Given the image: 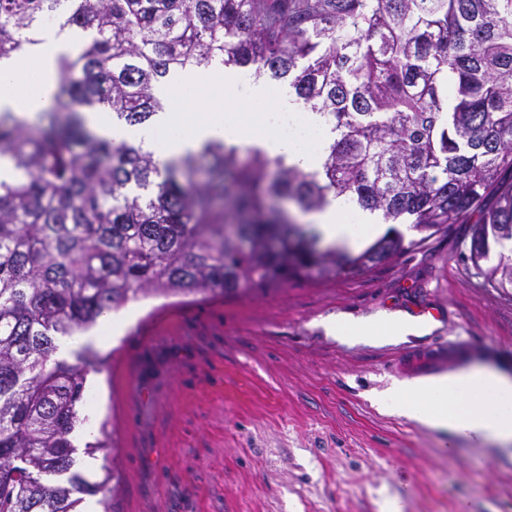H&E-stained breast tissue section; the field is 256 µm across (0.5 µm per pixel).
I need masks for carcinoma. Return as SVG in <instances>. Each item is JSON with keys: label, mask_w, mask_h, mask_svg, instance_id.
<instances>
[{"label": "carcinoma", "mask_w": 512, "mask_h": 512, "mask_svg": "<svg viewBox=\"0 0 512 512\" xmlns=\"http://www.w3.org/2000/svg\"><path fill=\"white\" fill-rule=\"evenodd\" d=\"M70 34L39 123L0 110V512H84L122 483L73 471L91 348L57 343L130 301L281 287L367 270L478 215L475 275L512 288V0H0V61ZM218 62L286 81L328 123L317 167L210 139L158 162L97 135L88 112L141 126L156 87ZM393 225L356 256L321 249L278 203L329 196ZM492 205H487L488 198ZM106 422L83 453L107 447Z\"/></svg>", "instance_id": "cac0c4a2"}]
</instances>
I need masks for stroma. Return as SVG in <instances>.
<instances>
[{
    "instance_id": "obj_1",
    "label": "stroma",
    "mask_w": 512,
    "mask_h": 512,
    "mask_svg": "<svg viewBox=\"0 0 512 512\" xmlns=\"http://www.w3.org/2000/svg\"><path fill=\"white\" fill-rule=\"evenodd\" d=\"M236 69L176 76L161 95L196 107ZM466 224L367 271L276 290L128 304L88 384L113 449L80 454L89 480L118 463V512H512V450L398 416L382 397L483 362L512 375V293L472 275ZM426 331L345 341L339 321L405 317Z\"/></svg>"
}]
</instances>
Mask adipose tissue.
Listing matches in <instances>:
<instances>
[{"instance_id": "ef3b65f1", "label": "adipose tissue", "mask_w": 512, "mask_h": 512, "mask_svg": "<svg viewBox=\"0 0 512 512\" xmlns=\"http://www.w3.org/2000/svg\"><path fill=\"white\" fill-rule=\"evenodd\" d=\"M65 44V38H54L27 55L25 64L13 60L0 64V106L28 118L41 112L55 88L56 54ZM241 104L238 95L219 89L198 108L160 113L139 136L163 158L196 150L204 141L219 136L229 145L287 155L289 163L304 168L316 164L315 155L269 134L265 118L251 123L225 119V112L239 110ZM310 219L324 240L354 251L384 231L368 212L347 218L339 198L330 199ZM387 399L398 415L438 431L470 441L512 446V378L495 370L474 367L427 387L399 384L389 391Z\"/></svg>"}]
</instances>
